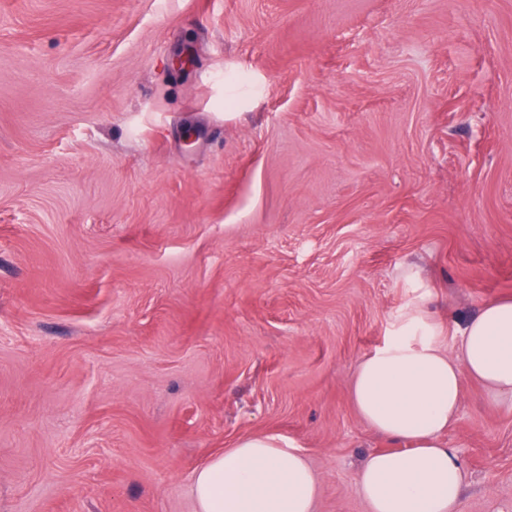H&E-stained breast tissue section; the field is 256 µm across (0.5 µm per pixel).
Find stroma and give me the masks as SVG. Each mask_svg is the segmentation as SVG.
<instances>
[{"label": "stroma", "mask_w": 512, "mask_h": 512, "mask_svg": "<svg viewBox=\"0 0 512 512\" xmlns=\"http://www.w3.org/2000/svg\"><path fill=\"white\" fill-rule=\"evenodd\" d=\"M501 299L512 0H0V512H196L253 435L368 512L356 364ZM445 439L512 512V407Z\"/></svg>", "instance_id": "obj_1"}]
</instances>
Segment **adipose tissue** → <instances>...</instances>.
Returning a JSON list of instances; mask_svg holds the SVG:
<instances>
[{
  "label": "adipose tissue",
  "instance_id": "obj_1",
  "mask_svg": "<svg viewBox=\"0 0 512 512\" xmlns=\"http://www.w3.org/2000/svg\"><path fill=\"white\" fill-rule=\"evenodd\" d=\"M364 356L350 395L360 418L401 451L368 456L356 471L370 512H457L465 470L443 435L461 404L463 376L512 404V301L486 305L461 325L455 353L433 326ZM198 512H314L320 478L287 441L252 436L193 475Z\"/></svg>",
  "mask_w": 512,
  "mask_h": 512
}]
</instances>
